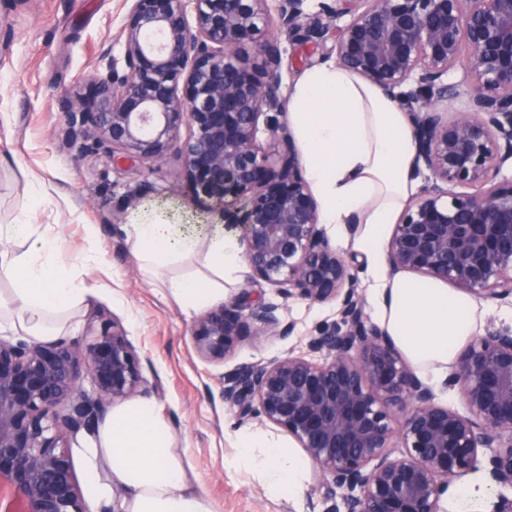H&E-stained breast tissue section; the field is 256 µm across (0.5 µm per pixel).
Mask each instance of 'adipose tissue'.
<instances>
[{"label":"adipose tissue","instance_id":"adipose-tissue-1","mask_svg":"<svg viewBox=\"0 0 512 512\" xmlns=\"http://www.w3.org/2000/svg\"><path fill=\"white\" fill-rule=\"evenodd\" d=\"M288 122L299 143L307 178L319 202V221L332 227L336 245H351L373 259L370 300L392 342L418 368L448 367L476 333L483 317L474 298L440 280L390 275L384 264L386 231L419 188L415 144L406 112L377 87L334 63L308 70L287 101ZM361 226L345 239L350 221ZM127 233L144 275L162 278L172 300L196 311L224 296L244 260L234 238L182 233L163 219L129 224ZM25 240L19 253L9 241ZM0 275L13 280L0 295V325L43 342L71 336L72 306L91 296L60 257L57 239L29 216L0 225ZM233 466L247 471L274 498L299 495L308 460L275 439L238 431ZM87 497L122 512H218L193 480L173 446L163 407L152 398L115 404L91 447L79 449Z\"/></svg>","mask_w":512,"mask_h":512}]
</instances>
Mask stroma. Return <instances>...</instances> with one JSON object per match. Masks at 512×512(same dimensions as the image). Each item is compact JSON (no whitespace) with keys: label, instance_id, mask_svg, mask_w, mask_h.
Listing matches in <instances>:
<instances>
[{"label":"stroma","instance_id":"stroma-1","mask_svg":"<svg viewBox=\"0 0 512 512\" xmlns=\"http://www.w3.org/2000/svg\"><path fill=\"white\" fill-rule=\"evenodd\" d=\"M129 9L128 0H0V225L27 212L57 236L62 260L94 290L72 312L79 337L97 332L103 318L122 325L177 450L220 512H323L315 473H308L301 495L273 498L231 466L235 417L221 389L224 374L238 364L305 352L311 336L336 322L335 303L284 300L263 288L261 297L280 305L292 333L249 337L221 363L200 359L191 338L194 316L141 275L123 228L162 216L198 235L212 231L220 214L197 210L177 154L161 164H115L104 148L78 137L79 126L65 110L66 99L87 90L108 57L122 58ZM282 46L287 91L323 63L329 44L286 40ZM35 180L38 201L29 194ZM91 249L98 258L89 267L83 258Z\"/></svg>","mask_w":512,"mask_h":512}]
</instances>
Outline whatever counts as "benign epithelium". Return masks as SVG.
I'll use <instances>...</instances> for the list:
<instances>
[{"label": "benign epithelium", "instance_id": "obj_1", "mask_svg": "<svg viewBox=\"0 0 512 512\" xmlns=\"http://www.w3.org/2000/svg\"><path fill=\"white\" fill-rule=\"evenodd\" d=\"M268 2L132 0L122 59L67 111L118 161L176 152L204 210L239 231L250 285L339 306L307 352L239 364L221 391L238 421H266L303 448L326 512H446L443 496L482 458L491 486L512 490V325L488 324L449 366L443 386L466 413L440 404L366 315L356 255L330 245L279 120L281 37H332L327 58L407 112L417 166L429 172L392 227L391 270L512 299V178L500 177L512 164V0H319L315 13L309 0H277L274 15ZM457 70L468 97L454 110ZM450 183L478 190L450 194ZM279 309L243 289L197 318V354L219 362L249 336L291 333ZM150 393L115 322L84 343L0 339V512H87L69 439Z\"/></svg>", "mask_w": 512, "mask_h": 512}]
</instances>
